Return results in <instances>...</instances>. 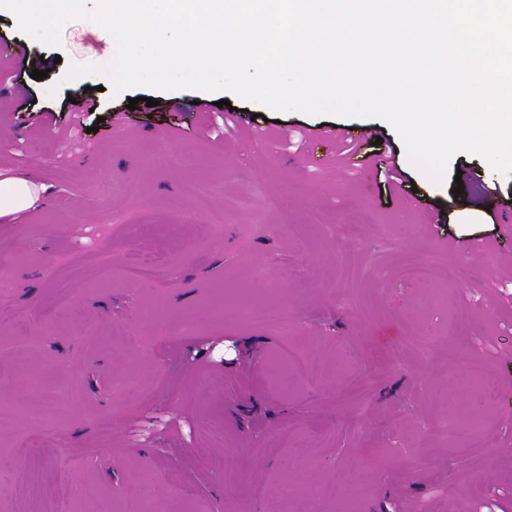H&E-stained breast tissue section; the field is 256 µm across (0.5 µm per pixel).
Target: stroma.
I'll return each instance as SVG.
<instances>
[{"mask_svg":"<svg viewBox=\"0 0 512 512\" xmlns=\"http://www.w3.org/2000/svg\"><path fill=\"white\" fill-rule=\"evenodd\" d=\"M28 45L56 73L114 51L90 19L60 45ZM44 87L0 62V178L44 186L0 217V512H288L287 483L299 502L338 484L325 512H512V172L460 151L434 184L378 117L279 112L223 90ZM89 94L97 111H64ZM137 97L159 110H127ZM225 98L228 130L192 107ZM334 126L375 130L363 152L397 166L400 188L310 140ZM168 152L185 164L167 166ZM464 168L474 181L458 196ZM357 209L370 223L342 236ZM411 258L430 280L404 277ZM133 266L152 274L128 278ZM241 302L276 308L288 329L242 318ZM458 311L496 380L471 454L433 434L466 402L439 367L456 355ZM288 350L320 353L323 372L274 363ZM30 455L47 485L36 503L22 488Z\"/></svg>","mask_w":512,"mask_h":512,"instance_id":"stroma-1","label":"stroma"}]
</instances>
